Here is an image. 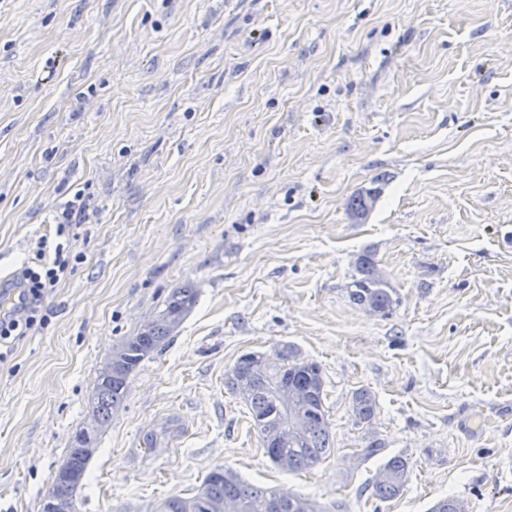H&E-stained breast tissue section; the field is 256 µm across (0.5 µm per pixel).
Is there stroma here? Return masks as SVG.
<instances>
[{
  "mask_svg": "<svg viewBox=\"0 0 512 512\" xmlns=\"http://www.w3.org/2000/svg\"><path fill=\"white\" fill-rule=\"evenodd\" d=\"M78 192L79 261L0 364V512H42L100 367L183 284L197 305L129 376L79 512H158L219 465L331 512H512V0H0V271ZM366 252L389 314L349 297ZM283 342L324 372L308 473L224 387ZM394 456L409 482L377 499ZM378 410L376 396L368 389H358L351 401V416L358 425L369 424L375 418ZM409 464L402 457H392L383 463L376 472L372 487L374 495L387 500L400 495L409 480Z\"/></svg>",
  "mask_w": 512,
  "mask_h": 512,
  "instance_id": "1",
  "label": "stroma"
}]
</instances>
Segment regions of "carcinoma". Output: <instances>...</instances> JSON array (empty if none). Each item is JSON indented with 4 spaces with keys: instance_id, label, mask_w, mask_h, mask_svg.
Returning a JSON list of instances; mask_svg holds the SVG:
<instances>
[{
    "instance_id": "1",
    "label": "carcinoma",
    "mask_w": 512,
    "mask_h": 512,
    "mask_svg": "<svg viewBox=\"0 0 512 512\" xmlns=\"http://www.w3.org/2000/svg\"><path fill=\"white\" fill-rule=\"evenodd\" d=\"M350 297L371 313H390L395 300L387 281L370 253L361 256L357 276L352 279ZM197 289L182 285L171 289L163 308L135 335L125 338L118 348L122 355L112 357L101 368L90 419L98 428L108 424L112 411L123 403L127 379L147 357L161 352L172 338V327L181 325L193 312ZM224 388L242 397L264 453L276 467L288 471H310L326 459L332 448L331 422L325 407L322 366L301 358L289 344L274 354L246 352L224 373ZM378 410L376 396L358 389L351 401V416L357 425L369 424ZM95 450L71 447L65 465L85 474ZM409 480V464L392 457L376 472L374 495L387 500L400 495ZM80 486L57 473L46 501L53 512H77ZM234 500L241 512H327L315 501L300 495H285L277 489L248 484L236 472L219 466L189 497L174 495L164 501L160 512H224V502ZM429 512H466L465 504L455 497L437 499Z\"/></svg>"
}]
</instances>
